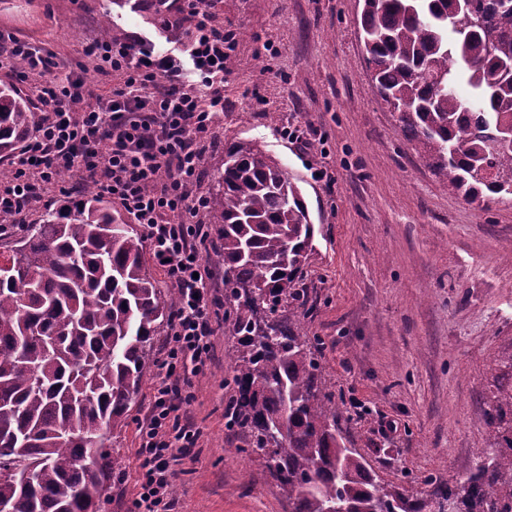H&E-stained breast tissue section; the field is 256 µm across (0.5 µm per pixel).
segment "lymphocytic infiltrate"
I'll return each mask as SVG.
<instances>
[{"label":"lymphocytic infiltrate","mask_w":512,"mask_h":512,"mask_svg":"<svg viewBox=\"0 0 512 512\" xmlns=\"http://www.w3.org/2000/svg\"><path fill=\"white\" fill-rule=\"evenodd\" d=\"M162 25L191 23L187 52L200 85L183 80L178 57L154 55L145 40H99L84 55L100 73L116 75L111 96L87 103L83 74L46 78L54 53L44 44L0 33L18 74L33 82L46 118L9 178L0 180V212H23L37 192H51L59 174L90 183L142 225L152 257L181 289L158 365L151 410L139 427V476L129 512H177L170 476L191 456L199 431L184 413L187 374L212 358L211 313L217 303L206 281L200 247L208 199L200 189L208 135L224 109V25L201 0H162Z\"/></svg>","instance_id":"obj_1"}]
</instances>
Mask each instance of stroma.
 <instances>
[{
	"instance_id": "1",
	"label": "stroma",
	"mask_w": 512,
	"mask_h": 512,
	"mask_svg": "<svg viewBox=\"0 0 512 512\" xmlns=\"http://www.w3.org/2000/svg\"><path fill=\"white\" fill-rule=\"evenodd\" d=\"M361 8L213 0L233 48L204 173L223 168L225 144L244 141L298 184L315 226L302 320L344 433L382 482L424 498L470 472L487 445L485 401L501 340L512 336V199L478 205L449 194L404 139L365 59ZM105 17L111 36L176 49L151 0H0V28L54 50L58 79L85 64ZM288 126L300 142H288ZM211 340L213 359L189 386L201 437L194 459L173 468L179 512H288L260 456L235 453L240 437L224 425L235 341L223 315L212 318ZM155 383L151 365L127 426L113 434L122 476L101 512H128Z\"/></svg>"
}]
</instances>
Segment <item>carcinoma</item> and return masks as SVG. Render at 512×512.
<instances>
[{
	"instance_id": "1",
	"label": "carcinoma",
	"mask_w": 512,
	"mask_h": 512,
	"mask_svg": "<svg viewBox=\"0 0 512 512\" xmlns=\"http://www.w3.org/2000/svg\"><path fill=\"white\" fill-rule=\"evenodd\" d=\"M377 90L448 191L512 196V0H363ZM36 104L0 86V158L38 130ZM208 213L224 262V328L236 340L232 405L238 452L263 459L288 512H512V336L504 338L485 418L488 447L463 480L426 501L381 482L338 422L318 342L298 316L315 228L298 185L256 146L224 148ZM0 504L7 512H100L109 447L179 299L157 288L142 235L91 191L38 224L0 213ZM278 433L271 450L265 440Z\"/></svg>"
}]
</instances>
